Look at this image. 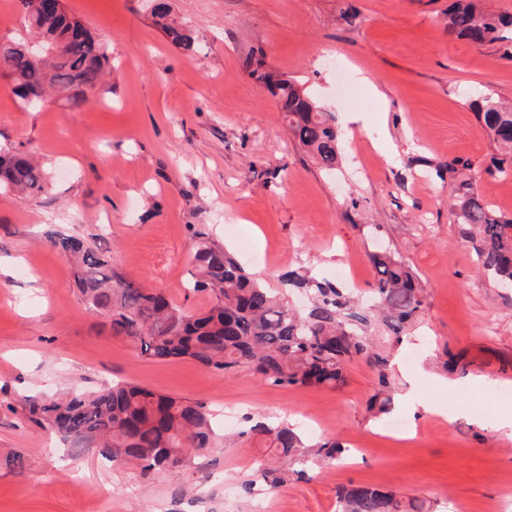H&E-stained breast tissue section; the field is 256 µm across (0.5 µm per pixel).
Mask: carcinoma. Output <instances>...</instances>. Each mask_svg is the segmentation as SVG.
<instances>
[{
	"label": "carcinoma",
	"mask_w": 512,
	"mask_h": 512,
	"mask_svg": "<svg viewBox=\"0 0 512 512\" xmlns=\"http://www.w3.org/2000/svg\"><path fill=\"white\" fill-rule=\"evenodd\" d=\"M41 0H17L30 35L43 39L45 50L33 56L19 39L0 43V73L14 83L25 106L39 90L85 99L104 83L112 69L106 48L89 28L62 8L54 14L40 9ZM171 42L193 48L188 31L167 22V4L158 0L151 12ZM512 26L501 15L484 12L479 0H453L448 31L477 42L506 41ZM246 66L252 78L275 99L295 141L320 166L336 173L341 162V137L336 114L324 112L296 82L280 75L261 52ZM477 117L498 146L493 170L512 176V105L491 97L476 103ZM448 172L450 196L457 200L459 223L471 226L478 241L483 273L512 282V217L498 214L482 196L471 164L453 159L440 166ZM44 169L27 153L0 152V187L23 196L45 189ZM194 269L188 289L205 293L206 310L189 312L157 288H143L112 269L105 255L80 237L56 230L47 232L50 246L69 256L77 267V287L87 310L106 319L114 336L132 342L138 354L158 362L191 359L218 373L246 368L272 387L292 385L336 388L346 381L345 367L366 359L378 379L370 409L386 415L395 388L388 356L373 349L370 333L380 327L400 338L415 322L423 306L416 275L389 251L369 257L374 271L371 301L364 303L346 288L291 270L272 288L249 273L225 248L190 230ZM305 292L310 306L295 311L288 302L291 289ZM26 418L56 437L75 453L94 451L113 463L135 462L144 477L177 469L192 456L217 447L221 435L213 416L200 402L157 394L132 383L107 385L96 392L74 390L59 398L25 399ZM267 451L246 481L245 489L275 488L290 478L309 476L310 466H329L347 451L336 439L315 444L290 425L258 418L238 433ZM337 512H434L431 501L399 496L365 484L336 491Z\"/></svg>",
	"instance_id": "obj_1"
}]
</instances>
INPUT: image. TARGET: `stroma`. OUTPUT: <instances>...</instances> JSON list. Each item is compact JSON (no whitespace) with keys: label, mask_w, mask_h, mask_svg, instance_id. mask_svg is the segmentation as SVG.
Instances as JSON below:
<instances>
[{"label":"stroma","mask_w":512,"mask_h":512,"mask_svg":"<svg viewBox=\"0 0 512 512\" xmlns=\"http://www.w3.org/2000/svg\"><path fill=\"white\" fill-rule=\"evenodd\" d=\"M166 2L193 31L195 52L169 42L145 0H62L112 56L111 74L81 106L53 99L28 110L0 75V149L34 154L47 176L37 197L0 193V454L30 462L0 469V512H336V489L350 484L425 497L438 512H484L492 502L512 512V435L494 427L512 402L488 398L489 382L512 381V288L480 273L437 174L449 160L469 161L483 196L512 217V177L490 171L497 147L474 108L489 95L512 102L506 43L451 35V0ZM259 48L348 132L336 174L293 140L249 76L245 61ZM355 87L365 105L351 106ZM192 224L273 286L299 267L332 281L347 264L365 300L370 253L399 256L424 306L402 342L381 333L374 348L391 354L397 392L415 388L438 414L396 406L392 416L411 427L384 430L369 411L378 384L363 359L331 390L139 357L85 308L72 262L45 238L51 228L79 236L135 283L200 311L207 297L187 289ZM451 353L469 360L478 387L444 386ZM112 381L231 414L226 433L244 416L267 417L308 442L337 438L368 453L248 494L258 457L249 443L144 479L93 453L69 458L24 416L25 396Z\"/></svg>","instance_id":"35a3bbf8"}]
</instances>
